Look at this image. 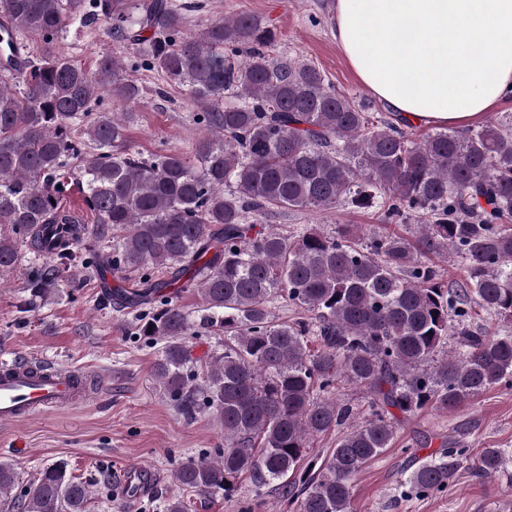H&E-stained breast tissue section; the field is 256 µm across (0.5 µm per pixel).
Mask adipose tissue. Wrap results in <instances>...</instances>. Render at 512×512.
<instances>
[{
	"instance_id": "adipose-tissue-1",
	"label": "adipose tissue",
	"mask_w": 512,
	"mask_h": 512,
	"mask_svg": "<svg viewBox=\"0 0 512 512\" xmlns=\"http://www.w3.org/2000/svg\"><path fill=\"white\" fill-rule=\"evenodd\" d=\"M333 11L361 84L408 122L463 128L512 96V0H335Z\"/></svg>"
}]
</instances>
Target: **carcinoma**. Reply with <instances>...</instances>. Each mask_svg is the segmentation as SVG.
Listing matches in <instances>:
<instances>
[{"mask_svg": "<svg viewBox=\"0 0 512 512\" xmlns=\"http://www.w3.org/2000/svg\"><path fill=\"white\" fill-rule=\"evenodd\" d=\"M194 0H0V278L21 247L50 261L29 303L95 256L79 251L88 226L67 206L79 186L112 270L140 288L103 301L139 312L137 334L162 343L155 382L186 420L209 412L224 443L182 461L188 489L226 495L249 478L255 499L274 488L292 512H353V481L396 440L395 413L455 409L512 379V333L472 324L475 310L512 324V117L418 137L407 122L340 93L314 64L268 48L277 31L248 13L187 30ZM112 21L139 45L86 69L53 49L74 23ZM39 36L21 59L17 35ZM158 72L208 105L191 151L143 157L129 116L104 97L134 102L129 69ZM372 209L381 223L359 238L345 224L325 236L253 227L274 213ZM417 218L412 236L386 224ZM453 255L467 278L446 282L432 258ZM192 291L193 313L166 290ZM298 309L279 322L272 308ZM205 327L224 351L193 355ZM457 349L448 351V337ZM317 347H310V343ZM342 384L363 409L336 398ZM342 431L326 455L317 438ZM465 449L442 448L406 477L421 496L448 489ZM505 448H486L480 475L505 474ZM91 485L65 461L23 483L0 460V512H88Z\"/></svg>", "mask_w": 512, "mask_h": 512, "instance_id": "1", "label": "carcinoma"}]
</instances>
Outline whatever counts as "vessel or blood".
<instances>
[{
  "instance_id": "obj_1",
  "label": "vessel or blood",
  "mask_w": 512,
  "mask_h": 512,
  "mask_svg": "<svg viewBox=\"0 0 512 512\" xmlns=\"http://www.w3.org/2000/svg\"><path fill=\"white\" fill-rule=\"evenodd\" d=\"M81 372L49 359L0 362V424L80 404Z\"/></svg>"
}]
</instances>
